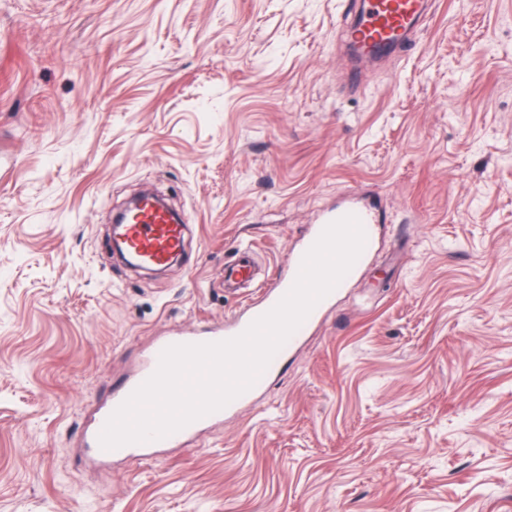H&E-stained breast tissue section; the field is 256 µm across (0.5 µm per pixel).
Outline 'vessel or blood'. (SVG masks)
Masks as SVG:
<instances>
[{
  "mask_svg": "<svg viewBox=\"0 0 512 512\" xmlns=\"http://www.w3.org/2000/svg\"><path fill=\"white\" fill-rule=\"evenodd\" d=\"M426 12V0H362L361 18L350 29L351 42L364 57L369 56L374 48L385 45L388 41L404 42L415 32ZM348 214L356 215L360 219L366 234L365 247L369 250L373 249L376 241V223L367 208L351 202L326 211L312 226L299 247L291 253L287 272L279 274L268 287L262 288L258 298L247 303L242 313L223 325L201 332L185 331L176 335L163 336L152 343L142 355L136 373L119 389L113 391L109 402L96 411L93 423L85 437L89 455L99 461L129 457L151 458L155 449L172 448L185 442L199 433L204 423L223 419L225 413L235 412L244 402H247V395H240L230 402L225 410L206 415L205 419L196 420L162 439L129 444L113 450L103 449L99 444L98 437L108 417L154 373L159 355L166 347L175 344L218 342L241 334L253 320L271 310L289 291L296 279L303 256L322 230L329 223ZM122 232L126 250L148 266L166 264L172 256L181 252L184 244L183 225L167 223L160 213L148 206L128 215ZM238 255V263L234 264L228 272V282H254L250 249H241Z\"/></svg>",
  "mask_w": 512,
  "mask_h": 512,
  "instance_id": "obj_1",
  "label": "vessel or blood"
}]
</instances>
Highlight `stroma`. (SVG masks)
Listing matches in <instances>:
<instances>
[{"label": "stroma", "mask_w": 512, "mask_h": 512, "mask_svg": "<svg viewBox=\"0 0 512 512\" xmlns=\"http://www.w3.org/2000/svg\"><path fill=\"white\" fill-rule=\"evenodd\" d=\"M353 0H0V512H512V0L344 55ZM151 187L188 230L112 256ZM358 199L377 243L235 413L90 459L158 337L224 323ZM239 263L234 264L227 272V281L237 283L239 281L253 283L255 280L252 271V255L249 248L238 249Z\"/></svg>", "instance_id": "obj_1"}]
</instances>
